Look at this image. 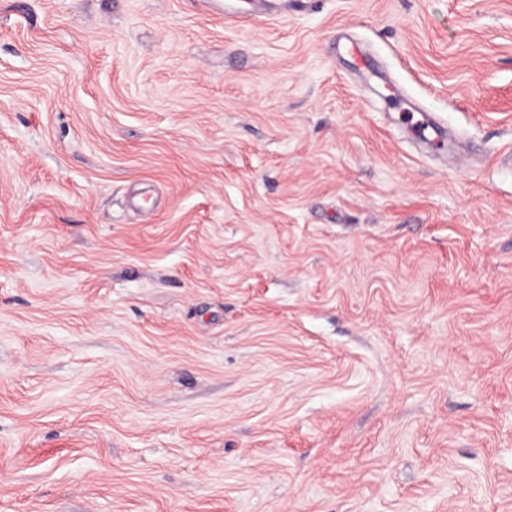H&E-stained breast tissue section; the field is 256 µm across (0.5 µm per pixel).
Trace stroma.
<instances>
[{
    "label": "stroma",
    "instance_id": "stroma-1",
    "mask_svg": "<svg viewBox=\"0 0 512 512\" xmlns=\"http://www.w3.org/2000/svg\"><path fill=\"white\" fill-rule=\"evenodd\" d=\"M271 2L0 0V512H512V0Z\"/></svg>",
    "mask_w": 512,
    "mask_h": 512
}]
</instances>
